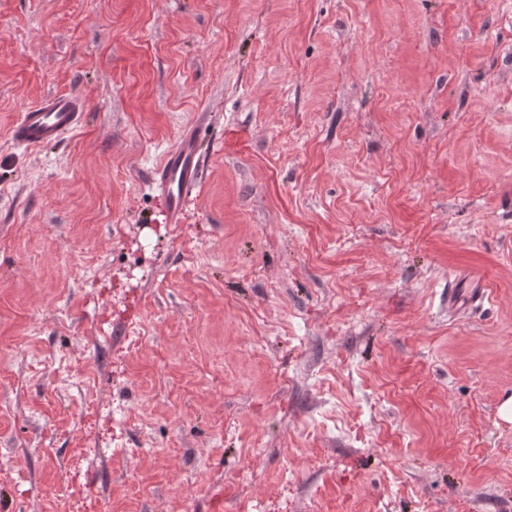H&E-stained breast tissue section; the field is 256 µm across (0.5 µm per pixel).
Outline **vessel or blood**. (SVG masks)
Here are the masks:
<instances>
[{"mask_svg": "<svg viewBox=\"0 0 512 512\" xmlns=\"http://www.w3.org/2000/svg\"><path fill=\"white\" fill-rule=\"evenodd\" d=\"M86 110L87 102L78 94L48 95L20 114L11 130V140L28 149L55 143L83 124ZM149 178L152 188L165 200L168 222L182 223L185 207L200 191L204 179L198 125L190 124L182 130Z\"/></svg>", "mask_w": 512, "mask_h": 512, "instance_id": "1", "label": "vessel or blood"}]
</instances>
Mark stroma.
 Listing matches in <instances>:
<instances>
[{"mask_svg":"<svg viewBox=\"0 0 512 512\" xmlns=\"http://www.w3.org/2000/svg\"><path fill=\"white\" fill-rule=\"evenodd\" d=\"M510 397L512 0H0V512H512ZM87 107V101L78 94H50L20 114L11 140L27 149L55 143L83 124ZM200 139L198 124L187 125L149 175L151 187L165 200L170 224L183 222L187 203L203 185L204 157Z\"/></svg>","mask_w":512,"mask_h":512,"instance_id":"35a3bbf8","label":"stroma"}]
</instances>
